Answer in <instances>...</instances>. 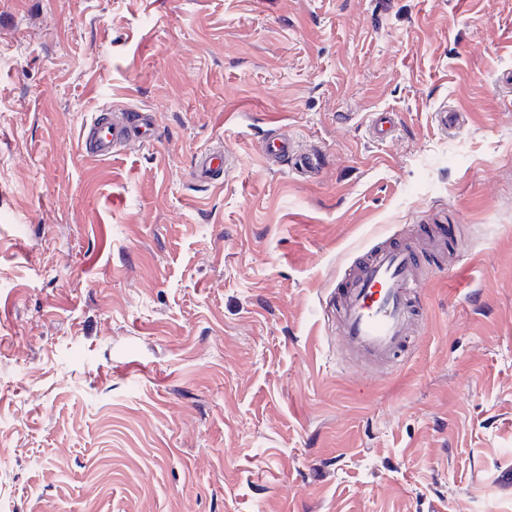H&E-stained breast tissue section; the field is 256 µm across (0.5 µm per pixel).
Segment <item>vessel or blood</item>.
Wrapping results in <instances>:
<instances>
[{"label": "vessel or blood", "instance_id": "vessel-or-blood-1", "mask_svg": "<svg viewBox=\"0 0 512 512\" xmlns=\"http://www.w3.org/2000/svg\"><path fill=\"white\" fill-rule=\"evenodd\" d=\"M156 131L154 116L129 107L115 115L99 110L80 130L79 150L95 160H108L132 137L150 142ZM290 160L294 168L316 170L311 156L295 152L287 140L273 141L268 148L271 164ZM229 162L222 154L199 153L191 169L193 181L221 185L230 178ZM421 277L418 252L407 242L380 243L347 277L331 298L336 310V331L348 348L380 365L393 364L416 335V302Z\"/></svg>", "mask_w": 512, "mask_h": 512}]
</instances>
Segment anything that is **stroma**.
Wrapping results in <instances>:
<instances>
[{
  "instance_id": "1",
  "label": "stroma",
  "mask_w": 512,
  "mask_h": 512,
  "mask_svg": "<svg viewBox=\"0 0 512 512\" xmlns=\"http://www.w3.org/2000/svg\"><path fill=\"white\" fill-rule=\"evenodd\" d=\"M104 107L153 145L80 155ZM436 227L352 357L330 298ZM0 512H512V0H0ZM266 156L270 164H280L284 159H290V163L296 169L313 171L318 168L317 159L303 153L295 152L286 139L273 141L268 148ZM229 161L220 153L205 151L199 153L191 169V178L206 185H223L231 179ZM421 280L412 244H378L330 299L339 337L361 356L393 364L417 334Z\"/></svg>"
}]
</instances>
